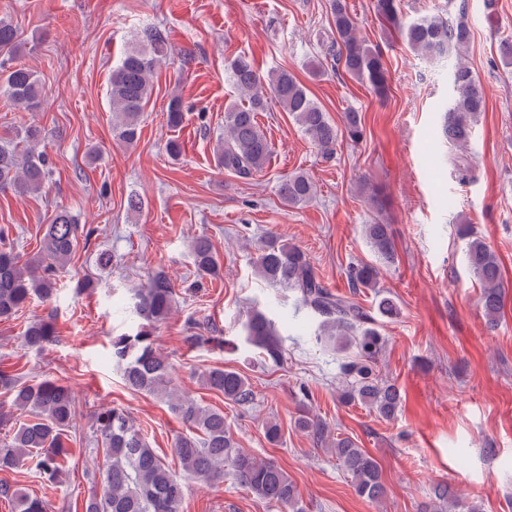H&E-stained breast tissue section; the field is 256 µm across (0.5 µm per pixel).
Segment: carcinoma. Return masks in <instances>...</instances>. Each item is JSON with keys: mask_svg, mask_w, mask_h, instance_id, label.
<instances>
[{"mask_svg": "<svg viewBox=\"0 0 512 512\" xmlns=\"http://www.w3.org/2000/svg\"><path fill=\"white\" fill-rule=\"evenodd\" d=\"M378 15L398 30L408 47L430 60H454L449 66L452 93L444 108L441 132L448 142L462 150L453 161V173L460 183L475 180L467 151L472 129L486 109V94L481 81L463 61L462 50L469 40L463 23H450L441 16H422L407 22L401 18L400 0H375ZM336 39L325 51V58L312 70L323 75L326 69L342 71L374 93L388 89V70L383 53L359 36L344 0H330ZM25 41L11 21L0 19V89L11 106L22 112L41 108V85L29 68L14 64ZM172 54L169 35L158 26L140 31L112 70L109 98L112 105V131L116 139L132 145L140 139V116L151 97L156 66ZM230 78L239 100L231 102L224 113V137L216 147L218 168L250 181L267 167L271 145L257 116L274 97L283 111L325 158L336 152L339 138L353 142L364 137L361 118L355 111L346 113L340 130L327 113L311 98L306 87L284 69L261 73L246 56L234 58ZM182 102L173 99L167 108V123L176 128L183 123ZM45 132L37 125L6 130L0 134V189H11L24 196L49 188V167L39 150ZM313 179L294 172L278 185L282 203L288 207L303 205L316 195ZM363 234L377 253L392 261L395 247L389 225L376 219L362 227ZM92 233L78 224L68 210L62 209L46 225L40 248L32 259L21 262L11 249L0 250V321L15 318L33 299L51 300L57 292L55 272L74 257L80 240ZM256 272L265 282L289 289L301 307L320 319L317 340L341 351L354 350L339 364L345 380L342 398L358 402L385 419L392 418L401 404V393L394 382L376 374L377 360L384 339L373 313L355 296L372 291L379 296L378 311L395 315V302L381 296L378 269L371 265H351L348 269L350 294L332 292L317 276L306 255L298 248L274 239L261 242ZM194 264L200 275L216 276L219 255L206 236L192 245ZM467 258L473 276L480 283L479 303L489 323L496 322L505 301V287L499 259L482 240L468 244ZM175 289L169 276L157 271L140 288L132 289L136 324L129 332L112 337V356L124 364L125 386L166 400L170 409L194 434L183 435L173 453L180 470H174L150 448L145 435L128 413L120 408L102 411L96 416V433L102 444L101 493L92 496L86 512H180L188 480L217 482L224 478L229 464L235 480L256 497L302 512L297 485L275 462L263 461L236 448V442L224 423V411L201 404L194 397L173 387L176 367L168 354L155 342L153 332L169 318ZM247 342L259 351L265 362L278 365L283 360L281 334L264 313L254 312L244 325ZM55 338L49 320L30 322L22 332V344L43 349ZM202 387L219 393L239 407L253 404L256 392L249 378L229 368H211L199 377ZM9 395L11 410H0V424L24 417L13 437L0 444V472L35 468L42 483L58 486L68 472L70 450L62 437L72 427L78 403L71 388L60 379H29L0 372V393ZM295 426L308 433L315 446L326 448L351 476L357 494L371 502L385 494L379 463L349 438L335 439L320 419L303 415ZM0 498L13 505V512H52L50 502L30 495L8 482L0 483ZM462 504L448 486L438 485L433 496L421 505L420 512H448L449 505Z\"/></svg>", "mask_w": 512, "mask_h": 512, "instance_id": "1", "label": "carcinoma"}]
</instances>
